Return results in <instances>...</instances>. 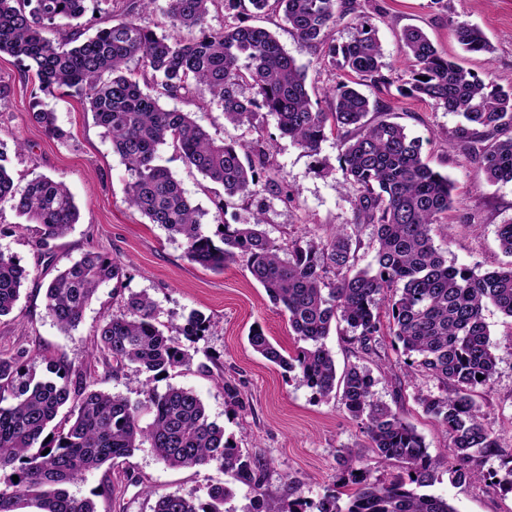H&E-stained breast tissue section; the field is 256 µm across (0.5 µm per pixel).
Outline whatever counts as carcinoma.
Returning a JSON list of instances; mask_svg holds the SVG:
<instances>
[{"label": "carcinoma", "mask_w": 512, "mask_h": 512, "mask_svg": "<svg viewBox=\"0 0 512 512\" xmlns=\"http://www.w3.org/2000/svg\"><path fill=\"white\" fill-rule=\"evenodd\" d=\"M87 2L0 0V53L16 58L23 73L34 77V92L74 93L85 100L126 167V201L169 238L181 240L188 261L214 271L239 259L246 262L297 338L307 343L286 356L256 326L248 335L252 350L286 373L298 372L320 397H339L361 424L377 462L396 460L411 474L407 481L387 482L354 474V489L327 488L317 512H457L447 499L419 492L434 482L435 464L414 426L374 398L373 371L351 364L337 374L323 343L331 327L343 323L351 343L373 351L383 309L407 366L441 387L419 402L448 437L455 481L489 480L512 492V448L498 443L472 398L497 372L484 311L492 306L512 318V264L478 274L448 264L435 245L434 225L454 205L453 184L424 161L422 141L385 118L379 101L358 89L391 84L375 30L361 23L347 42L329 38L337 20L361 16V0H166L165 16L173 28L188 31L187 38L159 36L138 23L157 0H105L112 5L111 23L87 37L77 23ZM220 6L243 16L282 14L298 40L320 50V64L355 79L329 89L331 109L322 111L308 93L306 68L271 32L243 17L219 29L208 24ZM48 28L58 31L57 41L44 36ZM454 35L467 52L491 51L476 26L458 24ZM400 41L414 63L406 91L460 114L464 123L451 147L471 154L490 182H512V87L477 78L440 53L417 27L404 28ZM245 85L252 96H244ZM194 94L219 104L224 120L234 126L252 124L262 110L274 115L281 134L313 157L327 134L336 133L339 161L355 190V225L375 229L372 262L358 267L346 224L285 246L272 240L262 229L265 187L259 180V171L270 165V144L217 140L192 113L163 106L167 99ZM31 119L47 134L66 137L55 113L36 110ZM167 144L221 185L225 197L253 206L249 218L209 231L200 208L158 163V149ZM4 200L35 225L43 242L65 234L80 218L64 181L14 178L0 145ZM28 276L15 256L0 251V317L13 311ZM122 276L116 259L85 252L47 283V316L64 332L76 329L99 286ZM160 315L147 294L131 293L120 313L102 318L96 350L112 360L113 372L132 368L155 379L193 363L194 354L173 333L194 341L209 330L210 319L192 312L177 324ZM34 360L23 348L0 353V512L26 507L97 512L92 499L71 494L68 486L105 464L114 467L146 443L170 468L215 466L229 476L209 486L203 500L147 485L146 493L156 497L153 512H224L239 485L250 495V512H307L305 501L286 507L267 494L261 461L224 437V428L210 420L193 390L170 385L159 392L148 386L132 401L95 389L88 372H75L60 360L47 363L39 376ZM222 389L227 405L243 406L240 383L224 379ZM145 415L150 422L143 426ZM491 458L500 460L504 475L485 468Z\"/></svg>", "instance_id": "obj_1"}]
</instances>
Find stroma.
<instances>
[{"label":"stroma","mask_w":512,"mask_h":512,"mask_svg":"<svg viewBox=\"0 0 512 512\" xmlns=\"http://www.w3.org/2000/svg\"><path fill=\"white\" fill-rule=\"evenodd\" d=\"M363 16L376 30L383 61L393 71V83L383 91L364 87V94L379 100L388 118L405 126L410 136L421 139L429 165L454 183L456 207L448 214L447 229L434 237L450 264L484 273L512 264V256L499 247L498 225L512 221V183L487 181L477 162L452 149L450 143L462 118L432 102L405 95L411 79V60L399 41L403 28L416 26L430 40L465 68L487 82L512 85V0H364ZM479 26L493 46L492 52L473 54L463 50L453 35L459 24ZM259 24L276 35L286 52L307 69V89L319 108L329 109L324 92L342 81L338 70L320 69L318 52L289 31L281 15L270 14ZM0 82L11 88L0 103V144L12 151L15 176L46 175L63 180L80 210V219L62 237L39 244L32 225L18 218L10 201L0 202V249L15 255L29 272L13 312L0 318V351L18 348L36 355L37 370L46 359H60L73 369L89 368L98 389L137 398L143 376L132 370L116 374L111 361L88 356L96 348L95 329L107 315L119 312L124 297L145 293L164 315L175 318L198 311L210 317L205 336L192 342L194 364L169 371L157 381L158 388L173 385L192 389L204 402L210 419L223 427L226 437L256 455L266 470L270 497L288 502L299 498L317 505L327 486L339 479L338 452L353 449L354 467L368 468L371 479H391L397 463L379 464L369 441L337 398L323 399L296 374L270 364L253 352L247 336L261 327L284 354H295L301 343L286 317L273 305L264 289L252 278L245 262L237 261L215 272L189 262L181 240H172L150 224L126 200L128 173L111 143L102 135L91 113L76 97H33L34 83L24 76L16 59L0 54ZM56 113L65 139L47 135L29 120L33 103ZM170 110L193 113L195 121L214 137L227 141L264 140L272 146L270 181L264 192L265 230L275 240L325 235L332 226L354 221L353 188L346 183L339 162L335 136H328L318 157H310L288 137L282 136L274 116L260 113L254 125L234 126L224 120L219 105L199 106L180 100L166 101ZM24 142L14 154L15 142ZM159 162L181 182L204 216L203 223L216 226L234 223L244 214V203L233 199L225 209L221 187L206 181L188 166L169 145L161 146ZM291 191L293 203H283L280 191ZM89 250L120 260L121 279L103 284L87 307L76 330L60 331L45 311V284L57 269L79 259ZM485 321L497 356L493 384L477 389L474 400L486 423L503 447H512V318L488 309ZM337 369L358 364L372 369L378 400L388 404L423 437L437 462L430 488L456 507L457 512H512V493L485 483L454 481L448 463V439L437 421L418 403L419 394L434 393L436 382L412 372L405 364L402 347L393 336H377L372 354L357 350L343 329H331L325 340ZM237 381L245 408L224 402L222 382ZM214 467L172 469L149 447L136 450L117 468L87 474L70 491L94 500L97 512H153L154 497L142 485L150 483L162 492L205 497L209 485L224 481ZM114 491H103L104 482Z\"/></svg>","instance_id":"1"}]
</instances>
